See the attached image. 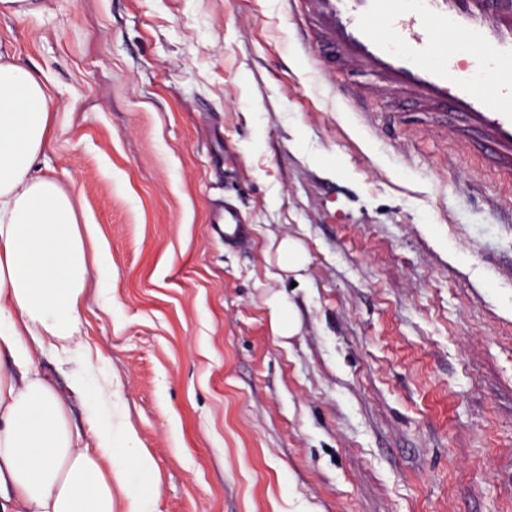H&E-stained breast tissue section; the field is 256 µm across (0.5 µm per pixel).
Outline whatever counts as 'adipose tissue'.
<instances>
[{
	"instance_id": "obj_1",
	"label": "adipose tissue",
	"mask_w": 512,
	"mask_h": 512,
	"mask_svg": "<svg viewBox=\"0 0 512 512\" xmlns=\"http://www.w3.org/2000/svg\"><path fill=\"white\" fill-rule=\"evenodd\" d=\"M52 114L40 73L0 50V512H159L157 466L146 453L117 467L103 391L84 423L44 373L46 352L81 334L89 263L78 202L36 162Z\"/></svg>"
}]
</instances>
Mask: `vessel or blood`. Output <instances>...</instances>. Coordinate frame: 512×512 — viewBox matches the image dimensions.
I'll return each instance as SVG.
<instances>
[{"mask_svg": "<svg viewBox=\"0 0 512 512\" xmlns=\"http://www.w3.org/2000/svg\"><path fill=\"white\" fill-rule=\"evenodd\" d=\"M319 70L371 76L394 101L447 117L512 186V0H289ZM483 50L486 85L471 81L455 46ZM224 242L246 235L231 210Z\"/></svg>", "mask_w": 512, "mask_h": 512, "instance_id": "obj_1", "label": "vessel or blood"}]
</instances>
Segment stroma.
<instances>
[{"label":"stroma","instance_id":"obj_1","mask_svg":"<svg viewBox=\"0 0 512 512\" xmlns=\"http://www.w3.org/2000/svg\"><path fill=\"white\" fill-rule=\"evenodd\" d=\"M43 5L0 45L52 101L38 164L100 257L77 352L159 512H512V187L441 116L355 109L286 0ZM215 224H224L225 245L236 244L246 236V224L234 211L225 210L223 214H218ZM276 253L277 263L282 270L296 273L299 277V272L306 269L308 257L297 241L289 238L282 240ZM272 327L280 337L294 336L298 332V323L283 297L274 295L266 300Z\"/></svg>","mask_w":512,"mask_h":512}]
</instances>
